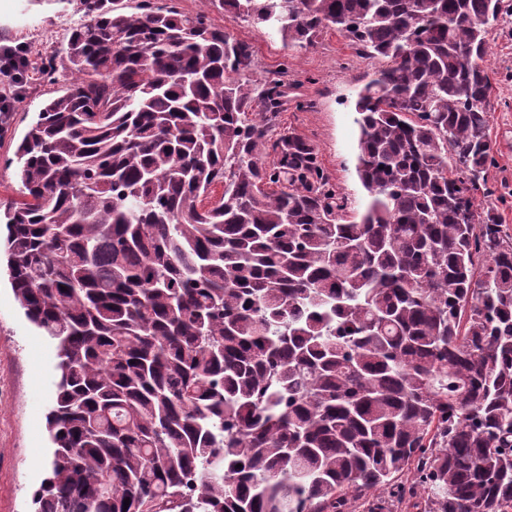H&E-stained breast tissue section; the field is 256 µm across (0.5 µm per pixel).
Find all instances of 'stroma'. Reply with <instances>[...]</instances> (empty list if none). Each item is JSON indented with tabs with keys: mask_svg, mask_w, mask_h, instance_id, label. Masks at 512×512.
I'll return each instance as SVG.
<instances>
[{
	"mask_svg": "<svg viewBox=\"0 0 512 512\" xmlns=\"http://www.w3.org/2000/svg\"><path fill=\"white\" fill-rule=\"evenodd\" d=\"M210 18L255 50L256 75L287 69L278 131L314 143L326 173L346 193L352 212H361L366 192L356 174L358 126L354 100L380 62L356 53L340 34L324 33L306 50L288 53L278 34L234 20L219 11ZM67 0H19L15 27L0 26L34 51L60 48L76 22ZM486 66L494 84L490 139L494 163L477 200L512 233V16L491 26ZM70 75L36 87L16 100L7 125L0 127V214L18 198L17 166H5L45 102L60 95ZM57 349L25 316L6 271H0V512H32V493L48 473L51 442L46 415L55 398Z\"/></svg>",
	"mask_w": 512,
	"mask_h": 512,
	"instance_id": "obj_1",
	"label": "stroma"
}]
</instances>
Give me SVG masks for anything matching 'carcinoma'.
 Masks as SVG:
<instances>
[{
    "instance_id": "obj_1",
    "label": "carcinoma",
    "mask_w": 512,
    "mask_h": 512,
    "mask_svg": "<svg viewBox=\"0 0 512 512\" xmlns=\"http://www.w3.org/2000/svg\"><path fill=\"white\" fill-rule=\"evenodd\" d=\"M202 2L384 62L370 200L347 219L316 147L273 137L287 70L208 11L76 0L29 76L73 82L5 160L9 280L58 350L37 512H512V235L476 199L504 0Z\"/></svg>"
}]
</instances>
